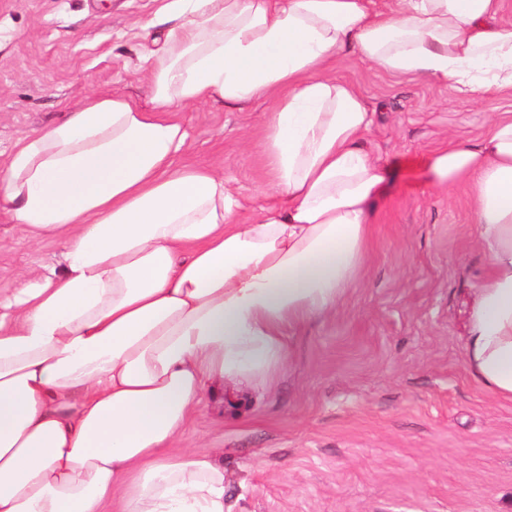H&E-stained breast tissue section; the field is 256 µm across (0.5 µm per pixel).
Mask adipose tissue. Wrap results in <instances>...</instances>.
Returning a JSON list of instances; mask_svg holds the SVG:
<instances>
[{
  "instance_id": "1",
  "label": "adipose tissue",
  "mask_w": 512,
  "mask_h": 512,
  "mask_svg": "<svg viewBox=\"0 0 512 512\" xmlns=\"http://www.w3.org/2000/svg\"><path fill=\"white\" fill-rule=\"evenodd\" d=\"M507 0H164L151 107L85 99L20 138L0 201L63 268L0 297V512H224V467L178 441L215 385L269 378L362 270L385 172L344 50L455 96H512ZM265 99L272 191L250 223L222 171L181 165L174 105ZM474 202L487 269L465 361L512 401V114L432 159Z\"/></svg>"
}]
</instances>
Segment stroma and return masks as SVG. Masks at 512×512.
I'll return each mask as SVG.
<instances>
[{
	"label": "stroma",
	"instance_id": "obj_1",
	"mask_svg": "<svg viewBox=\"0 0 512 512\" xmlns=\"http://www.w3.org/2000/svg\"><path fill=\"white\" fill-rule=\"evenodd\" d=\"M158 0H0V165L16 141L62 122L90 96L149 101L138 73ZM334 72L375 122L365 146L389 169L357 284L309 324L275 382L206 394L181 445L224 466V512H512V402L493 398L464 357L467 301L486 263L474 203L434 185V152L473 141L512 97L462 99L446 84L377 69L356 54ZM184 161L223 169L249 209L263 204L258 144L267 105L178 108ZM60 244L29 241L0 204V291L61 266Z\"/></svg>",
	"mask_w": 512,
	"mask_h": 512
}]
</instances>
